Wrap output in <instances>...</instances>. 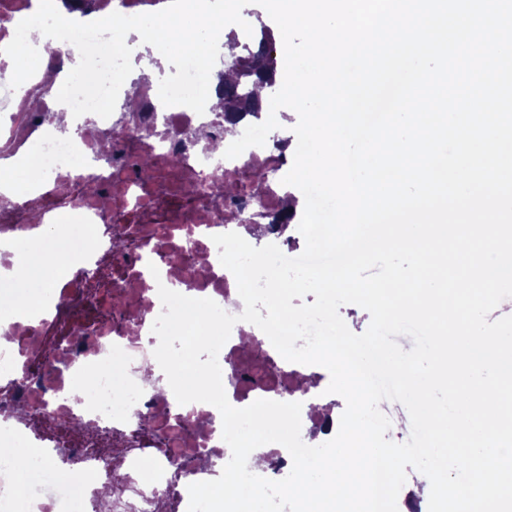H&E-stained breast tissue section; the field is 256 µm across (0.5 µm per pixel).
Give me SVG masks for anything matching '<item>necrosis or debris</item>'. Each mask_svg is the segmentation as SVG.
<instances>
[{
	"label": "necrosis or debris",
	"mask_w": 512,
	"mask_h": 512,
	"mask_svg": "<svg viewBox=\"0 0 512 512\" xmlns=\"http://www.w3.org/2000/svg\"><path fill=\"white\" fill-rule=\"evenodd\" d=\"M167 3L71 0L65 12L74 21L108 7L133 16ZM37 8L38 0H0V167H25L33 180L20 200L0 198V512H98L103 497L107 512H187L189 485L218 478L231 450L217 408L179 404L151 379L158 286L242 312L211 237L233 231L235 216L262 224L282 209L285 155L263 145L260 120L243 118L225 140L223 113L164 106L157 84L137 76L124 82L117 116L87 113L57 131L49 83L68 75L69 44L46 48L20 84L6 77L17 23ZM140 159L148 171L137 169ZM256 170L269 174L257 193ZM217 181L229 195L213 192ZM70 214L77 220L65 237L44 235L42 225ZM33 247L59 277L16 285ZM188 265L195 275H185ZM218 360L234 407L298 401L305 444L336 434L338 419L325 425L316 414L325 399L317 366L286 361L258 327L236 323ZM65 415L81 429L60 428ZM22 441L31 453L19 489Z\"/></svg>",
	"instance_id": "obj_1"
}]
</instances>
